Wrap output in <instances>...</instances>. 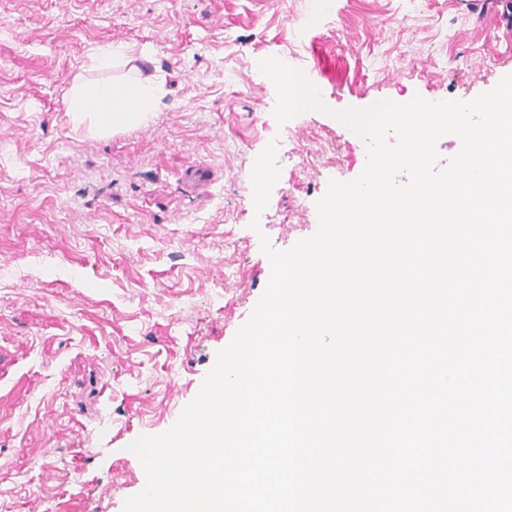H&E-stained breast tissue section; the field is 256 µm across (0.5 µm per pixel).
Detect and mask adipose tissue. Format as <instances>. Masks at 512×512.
<instances>
[{"label": "adipose tissue", "mask_w": 512, "mask_h": 512, "mask_svg": "<svg viewBox=\"0 0 512 512\" xmlns=\"http://www.w3.org/2000/svg\"><path fill=\"white\" fill-rule=\"evenodd\" d=\"M164 91L155 79L122 84H81L71 96L69 110L76 122L91 121L102 132L144 124Z\"/></svg>", "instance_id": "obj_1"}]
</instances>
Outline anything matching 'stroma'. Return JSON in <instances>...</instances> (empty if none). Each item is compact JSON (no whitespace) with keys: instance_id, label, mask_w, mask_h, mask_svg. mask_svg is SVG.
I'll use <instances>...</instances> for the list:
<instances>
[{"instance_id":"stroma-1","label":"stroma","mask_w":512,"mask_h":512,"mask_svg":"<svg viewBox=\"0 0 512 512\" xmlns=\"http://www.w3.org/2000/svg\"><path fill=\"white\" fill-rule=\"evenodd\" d=\"M0 0V512H122L146 484L128 446L167 431L271 276L315 234L330 180L365 166L332 118L421 96L474 99L512 74L481 0ZM126 63L94 66L106 45ZM275 57L325 111L277 123ZM164 80L138 128L75 124L71 89ZM334 149L306 162L316 140ZM280 177L252 230L251 174ZM203 170L207 180L186 183Z\"/></svg>"}]
</instances>
